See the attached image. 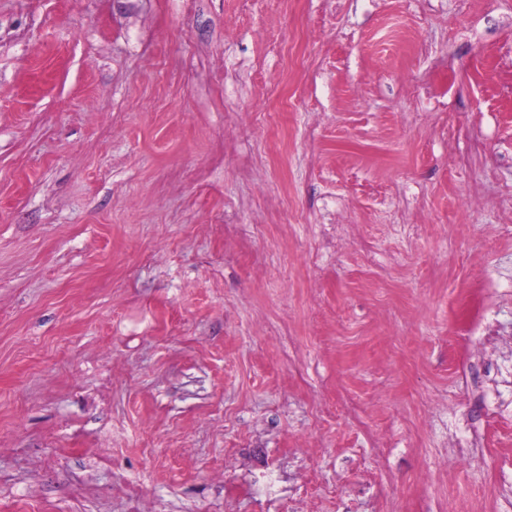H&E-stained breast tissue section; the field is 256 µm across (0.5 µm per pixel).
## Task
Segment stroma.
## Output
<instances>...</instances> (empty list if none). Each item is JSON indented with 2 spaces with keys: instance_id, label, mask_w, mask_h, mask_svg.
I'll return each instance as SVG.
<instances>
[{
  "instance_id": "1",
  "label": "stroma",
  "mask_w": 512,
  "mask_h": 512,
  "mask_svg": "<svg viewBox=\"0 0 512 512\" xmlns=\"http://www.w3.org/2000/svg\"><path fill=\"white\" fill-rule=\"evenodd\" d=\"M512 512V0H0V512Z\"/></svg>"
}]
</instances>
